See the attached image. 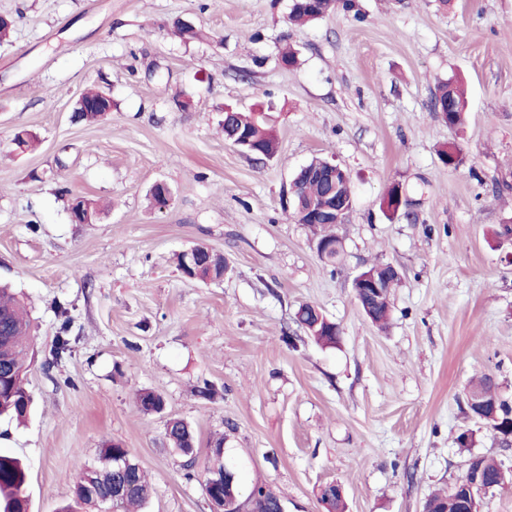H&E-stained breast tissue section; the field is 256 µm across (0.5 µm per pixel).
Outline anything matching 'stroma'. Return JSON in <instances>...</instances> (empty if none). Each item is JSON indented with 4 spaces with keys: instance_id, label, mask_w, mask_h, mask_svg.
Instances as JSON below:
<instances>
[{
    "instance_id": "stroma-1",
    "label": "stroma",
    "mask_w": 512,
    "mask_h": 512,
    "mask_svg": "<svg viewBox=\"0 0 512 512\" xmlns=\"http://www.w3.org/2000/svg\"><path fill=\"white\" fill-rule=\"evenodd\" d=\"M355 2L361 19L297 25L289 0H0L15 21L0 43V281L31 313L34 399L26 424L0 421V452L25 464L31 512L71 502L105 441L147 473L141 512H211L219 438L242 495L268 486L287 512H325L332 482L346 512H422L471 456L512 469V447L466 406L483 374L512 403V241L498 237L512 225V0ZM177 18L200 38L176 36ZM288 46L297 67L278 63ZM451 77L469 100L458 129L430 110ZM92 86L111 112L74 121ZM228 104L273 115L274 158L225 140ZM21 130L34 149H15ZM451 143L456 167L439 157ZM315 157L346 169L355 195L332 269L289 217ZM158 181L173 190L164 206ZM395 183L412 218L383 211ZM75 196L100 205L94 223L71 221ZM199 243L227 259L223 279L179 270ZM387 263L401 283L380 328L352 281ZM61 302L73 351L48 369ZM304 303L340 326L336 346L297 328ZM141 389L164 410L141 413ZM171 417L196 434L192 472L165 440Z\"/></svg>"
}]
</instances>
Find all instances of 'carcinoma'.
<instances>
[{
  "label": "carcinoma",
  "instance_id": "cac0c4a2",
  "mask_svg": "<svg viewBox=\"0 0 512 512\" xmlns=\"http://www.w3.org/2000/svg\"><path fill=\"white\" fill-rule=\"evenodd\" d=\"M342 9L361 18L355 10L354 0H316V8L306 6V0H291L289 19L303 24L320 19L336 9ZM468 103L464 92L454 81L441 84L431 102V111L440 114L442 121L455 128L463 121ZM112 111V100L98 91L84 92L74 103L73 114L77 121L94 122ZM224 137L232 139L239 132L251 139L256 149L271 157L276 151L275 125L267 112H240L233 110L231 118L223 121ZM324 159L314 158L306 169L297 173L296 191L293 201L303 207L323 206L327 204L325 191L312 172L323 166ZM336 210L351 212L354 196L350 182L342 173L336 174L335 191ZM203 269L196 274L185 268L183 255H178V267L189 277L198 279H217L225 274L228 265L224 256L213 251L207 252L202 259ZM365 316L374 324L387 320L390 310V296L379 302H361ZM321 311L314 305L305 303L299 306L295 322L307 335L323 344H334L340 336V329L334 323L320 319ZM31 322L25 313L19 298L6 287H0V364L8 366V375L0 373V417L8 420L26 419L32 408L33 398L25 386V376L30 366L28 362V337ZM69 327L63 325L57 336L52 358L46 361L49 366L57 364L69 351ZM162 405L163 397L151 390H142L137 395V404L141 411L152 410L149 403ZM467 408L471 415L484 422L504 447L512 446V405L501 399L496 391V383L491 375L481 378L469 391ZM165 438L174 450L182 453L186 448L195 447V436L191 427L178 420L168 430ZM121 452L116 444L108 441L98 451V462L83 469L75 487V498L84 505H90L96 498L112 492V483L116 480L128 484L126 493L120 498L119 508L140 507L151 496L152 487L142 468H137L123 476L112 471V466L102 460L112 457V453ZM512 481V470L505 469L501 463L483 456H473L468 461L465 472L448 490L432 493L424 502L427 512H465L466 504L457 491V484L467 483L476 496L475 506L481 508L487 494ZM28 473L23 462L13 456L0 453V512H26L30 499L26 492Z\"/></svg>",
  "mask_w": 512,
  "mask_h": 512
}]
</instances>
